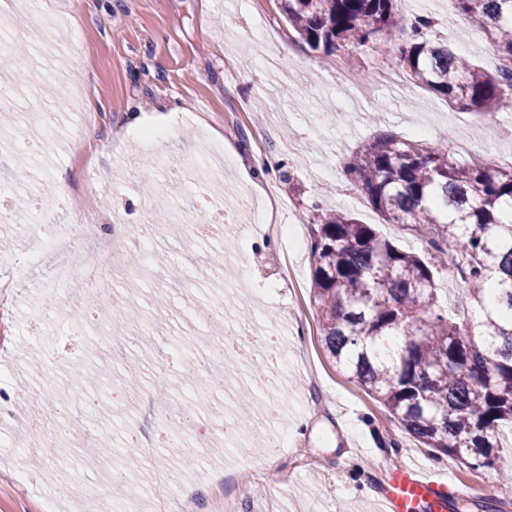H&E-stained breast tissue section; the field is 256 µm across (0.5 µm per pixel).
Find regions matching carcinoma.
Returning a JSON list of instances; mask_svg holds the SVG:
<instances>
[{
	"mask_svg": "<svg viewBox=\"0 0 512 512\" xmlns=\"http://www.w3.org/2000/svg\"><path fill=\"white\" fill-rule=\"evenodd\" d=\"M501 63L480 68L427 37L415 17L398 61L413 82L478 117L512 100V0H454ZM395 0H281L288 24L314 51L392 40ZM343 171L387 224L426 244L403 249L343 211L315 214L312 303L325 351L435 456L512 483L499 430L512 425V168L462 164L448 152L381 132ZM464 276L472 322L448 317L437 288L448 266Z\"/></svg>",
	"mask_w": 512,
	"mask_h": 512,
	"instance_id": "obj_1",
	"label": "carcinoma"
}]
</instances>
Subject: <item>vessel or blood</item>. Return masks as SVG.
I'll use <instances>...</instances> for the list:
<instances>
[{"label": "vessel or blood", "instance_id": "1", "mask_svg": "<svg viewBox=\"0 0 512 512\" xmlns=\"http://www.w3.org/2000/svg\"><path fill=\"white\" fill-rule=\"evenodd\" d=\"M465 494L446 472L426 466H386L376 483L381 512H448Z\"/></svg>", "mask_w": 512, "mask_h": 512}]
</instances>
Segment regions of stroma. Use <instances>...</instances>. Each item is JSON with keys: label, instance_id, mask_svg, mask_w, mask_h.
<instances>
[{"label": "stroma", "instance_id": "1", "mask_svg": "<svg viewBox=\"0 0 512 512\" xmlns=\"http://www.w3.org/2000/svg\"><path fill=\"white\" fill-rule=\"evenodd\" d=\"M43 20L29 21L19 0H0V13L36 32L23 40L25 60L12 64L13 82H24L35 66L52 72L65 94L86 91L84 109L57 108L49 95L8 96L0 102V183L9 184L13 205L0 215V249L11 260L4 273L13 315L10 354L0 355V376L16 391L12 417L0 418V512H39L53 499L60 478L85 490L59 504V512H98L111 500L117 512H379L374 475L381 458L391 463L439 464L462 486L473 471L450 458L435 460L405 433L387 409L351 382L321 345L311 303L310 236L316 208L351 212L405 249L422 242L396 224L383 223L364 194L343 174L345 159L380 131L417 139L437 150L466 140L480 163L512 155V110L477 128L472 114L415 85L398 66L397 47L386 51L383 69L392 82L371 79L375 52L343 46L326 54L311 50L288 24L280 0H40ZM417 14L435 24L433 40L454 46L474 64L490 68L496 51L469 27L453 0H396L394 19L405 25ZM163 132L145 148L127 126L130 114ZM48 125L38 152L23 148L28 120ZM233 145V166L205 146L214 135ZM150 161L151 175L139 170ZM24 162L47 192L78 199L83 210L111 222L129 239L136 268L118 273L123 300L139 321L125 326L103 314L76 320L67 297L53 304L64 335L78 351L55 349L46 369L47 343L38 328L47 303L44 284L61 251L39 261L27 256L40 225L75 224L66 207L45 214L26 203L29 184H17L12 168ZM163 195L170 210L187 211L208 223L212 211L231 205L223 230L191 238L169 234L154 212L142 211V195ZM156 225L143 245L140 226ZM178 267V279L166 276ZM247 278L250 289L232 290ZM211 306L219 318L195 323L181 305L186 298ZM248 316L257 333L279 337L280 370L269 387L246 388V367L225 368L223 392L200 397L195 381L213 373L202 346L219 335L225 320ZM112 329L118 347L99 336ZM142 366L163 375L130 396L125 415L109 406L96 414L81 407L84 394L108 397L121 386L120 365ZM52 392V417L62 422L58 459L40 462L28 448L32 438L22 415L32 391ZM195 408V426L185 448H157L158 458L180 468L189 494L176 501L160 494L161 473L146 469L121 487L101 470L72 456L85 443L109 441L119 463L127 429L152 445L160 404ZM281 407L287 446L272 448L257 415ZM249 422L243 445L228 448L215 430L223 415Z\"/></svg>", "mask_w": 512, "mask_h": 512}]
</instances>
